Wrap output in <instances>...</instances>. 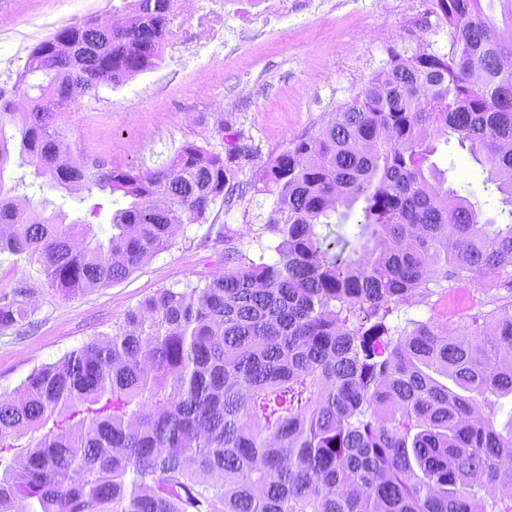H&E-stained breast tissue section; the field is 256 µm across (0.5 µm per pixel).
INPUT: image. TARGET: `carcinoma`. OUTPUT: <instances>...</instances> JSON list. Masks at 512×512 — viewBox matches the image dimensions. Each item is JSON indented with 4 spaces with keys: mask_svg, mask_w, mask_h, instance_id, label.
Listing matches in <instances>:
<instances>
[{
    "mask_svg": "<svg viewBox=\"0 0 512 512\" xmlns=\"http://www.w3.org/2000/svg\"><path fill=\"white\" fill-rule=\"evenodd\" d=\"M480 2L433 0L447 50L391 51L247 183L255 147L235 132L223 155L189 144L154 171L58 163L73 85L96 97L156 66L176 0H135L119 28L66 25L30 50L13 97L0 93V256L69 299L125 280L174 227L249 191L272 198L247 228L272 245L256 260L225 249L223 273L158 290L0 400V512H512V422L494 420L512 395V304L454 336L432 317L390 320L415 295L503 276L512 288V41ZM442 137L487 164L500 218L430 161ZM15 149L41 190L121 193L109 236L32 197L26 215L8 206ZM354 215L360 250L315 232ZM32 294L21 278L0 296V328L31 325Z\"/></svg>",
    "mask_w": 512,
    "mask_h": 512,
    "instance_id": "cac0c4a2",
    "label": "carcinoma"
}]
</instances>
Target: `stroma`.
Returning a JSON list of instances; mask_svg holds the SVG:
<instances>
[{"label": "stroma", "mask_w": 512, "mask_h": 512, "mask_svg": "<svg viewBox=\"0 0 512 512\" xmlns=\"http://www.w3.org/2000/svg\"><path fill=\"white\" fill-rule=\"evenodd\" d=\"M123 0H0V89L11 90L30 49L58 28L122 7ZM428 0H283L280 18L264 23L251 0H192L177 16L157 65L98 96H83L62 116L72 149L87 161L137 171L166 165L183 145L224 149L226 131L256 148L244 167L259 176L287 144L328 121L387 61L390 51L434 42ZM440 167L480 202L485 216L502 205L484 189L485 165L457 141L439 145ZM268 197L246 195L215 206L207 223L187 224L173 245L127 279L71 299L37 282L32 328H0V394L17 390L37 367L111 333L124 314L162 288L212 277L224 268L217 227L244 230L265 223ZM512 301L503 280L449 297L458 325Z\"/></svg>", "instance_id": "1"}]
</instances>
